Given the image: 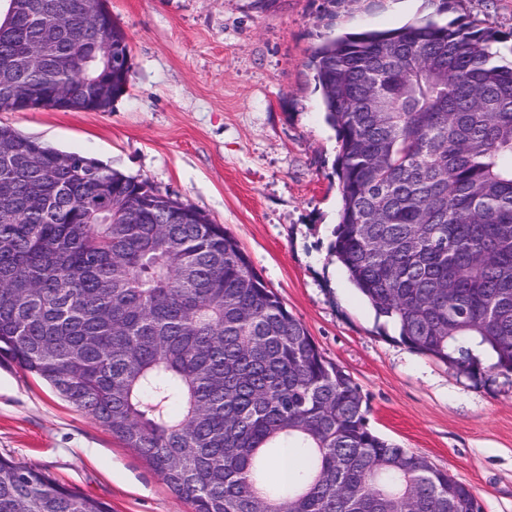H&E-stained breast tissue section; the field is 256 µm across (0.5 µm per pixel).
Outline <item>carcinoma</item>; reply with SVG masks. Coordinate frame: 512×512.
<instances>
[{"instance_id":"carcinoma-1","label":"carcinoma","mask_w":512,"mask_h":512,"mask_svg":"<svg viewBox=\"0 0 512 512\" xmlns=\"http://www.w3.org/2000/svg\"><path fill=\"white\" fill-rule=\"evenodd\" d=\"M0 14V63L45 101L97 111L109 69L84 0ZM331 36L310 67L336 132L331 253L400 341L460 373L512 375V31L440 16ZM113 57L131 60L112 26ZM0 136V358L145 458L192 512H459L465 483L372 430L358 386L318 351L224 226L79 153ZM38 155L37 166L25 160ZM295 452L288 479L272 458ZM0 512H112L0 457ZM38 59L39 48L32 45L27 53L15 57L7 63H2L0 67V85L11 86L15 81L17 72L32 66L38 62Z\"/></svg>"}]
</instances>
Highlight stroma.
Returning a JSON list of instances; mask_svg holds the SVG:
<instances>
[{"label":"stroma","mask_w":512,"mask_h":512,"mask_svg":"<svg viewBox=\"0 0 512 512\" xmlns=\"http://www.w3.org/2000/svg\"><path fill=\"white\" fill-rule=\"evenodd\" d=\"M132 59L108 112H0V124L77 152L205 212L359 387L381 437L512 512V376L472 377L401 343L330 251L337 140L308 66L327 36L400 27L425 0H107ZM512 30V0L447 14ZM0 456L112 512H192L135 450L45 382L0 361Z\"/></svg>","instance_id":"obj_1"}]
</instances>
